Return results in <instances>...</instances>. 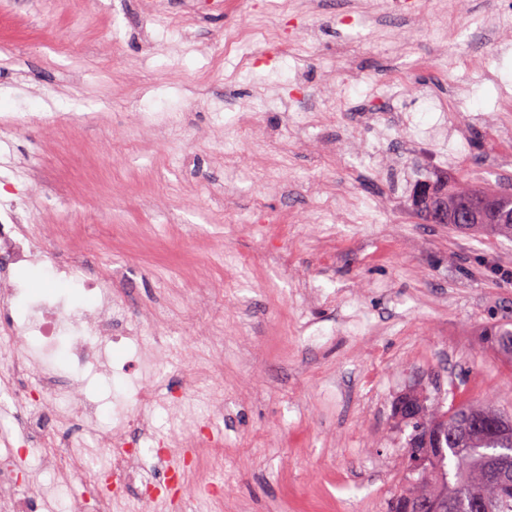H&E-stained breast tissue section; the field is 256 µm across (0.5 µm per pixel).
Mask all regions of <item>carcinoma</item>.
I'll return each instance as SVG.
<instances>
[{"mask_svg": "<svg viewBox=\"0 0 512 512\" xmlns=\"http://www.w3.org/2000/svg\"><path fill=\"white\" fill-rule=\"evenodd\" d=\"M440 189L452 195H472L493 199L497 191L478 184L465 183L453 190L442 184ZM479 234L512 239V224H493L489 216L472 228ZM487 331L493 336L500 357L512 363V322L493 321ZM412 428L409 437L425 439L436 431L443 436L441 458L436 467L416 471L406 454H400L399 464L407 478V486L397 499L433 498L443 483L465 495L471 490L494 500L498 512H512V500L503 498L485 478L488 449L512 448V415L488 402L466 401L448 409L428 407L421 416L407 420Z\"/></svg>", "mask_w": 512, "mask_h": 512, "instance_id": "cac0c4a2", "label": "carcinoma"}]
</instances>
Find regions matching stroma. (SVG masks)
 Wrapping results in <instances>:
<instances>
[{
    "label": "stroma",
    "instance_id": "35a3bbf8",
    "mask_svg": "<svg viewBox=\"0 0 512 512\" xmlns=\"http://www.w3.org/2000/svg\"><path fill=\"white\" fill-rule=\"evenodd\" d=\"M375 0H301L288 13L287 55L257 43L256 68L223 55L224 30L258 24L239 0H11L0 12V115L75 114L66 141L32 125L0 147L44 189L38 224L72 237L94 280L112 275L134 312L159 308L179 333L166 354L117 344L109 371L78 374L59 344V386L101 400L118 425V394L213 371L205 417L224 445V497L188 512H389L403 482L405 393L426 404L487 400L512 409V364L483 331L512 319V242L450 232L412 206L420 182L512 185V23L491 0H455L441 71L429 37L436 0L378 22ZM199 15L190 33L172 26ZM224 68H213L216 55ZM307 84L289 99L296 80ZM318 108L315 125L292 114ZM427 141L435 165L418 155ZM251 177L228 182L221 144ZM343 198L349 223L326 207ZM24 319L40 300L86 308L82 282L47 263L12 272Z\"/></svg>",
    "mask_w": 512,
    "mask_h": 512
}]
</instances>
